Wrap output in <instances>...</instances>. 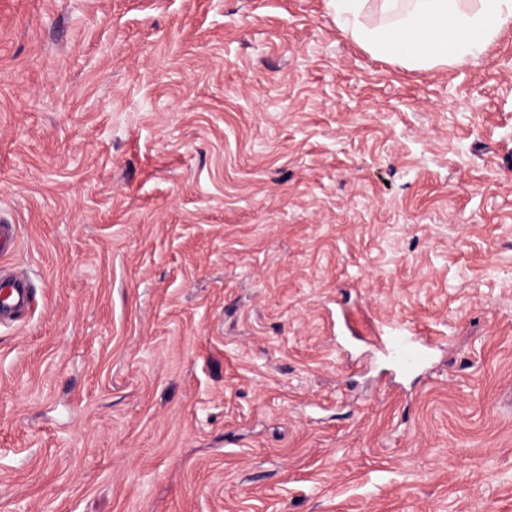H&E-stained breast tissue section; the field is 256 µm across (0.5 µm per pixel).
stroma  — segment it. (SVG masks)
Listing matches in <instances>:
<instances>
[{"mask_svg": "<svg viewBox=\"0 0 512 512\" xmlns=\"http://www.w3.org/2000/svg\"><path fill=\"white\" fill-rule=\"evenodd\" d=\"M0 224V512H512V25L424 70L327 0H0ZM30 304L29 286L23 275L1 273L0 323L21 313ZM370 334L385 353L392 354L399 369L404 372L421 363L432 342L429 337L420 336L405 326H389L386 331L382 327H378V330L371 328Z\"/></svg>", "mask_w": 512, "mask_h": 512, "instance_id": "obj_1", "label": "stroma"}]
</instances>
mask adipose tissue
<instances>
[{"mask_svg": "<svg viewBox=\"0 0 512 512\" xmlns=\"http://www.w3.org/2000/svg\"><path fill=\"white\" fill-rule=\"evenodd\" d=\"M363 49L425 70L482 54L512 23V0H328Z\"/></svg>", "mask_w": 512, "mask_h": 512, "instance_id": "ef3b65f1", "label": "adipose tissue"}]
</instances>
